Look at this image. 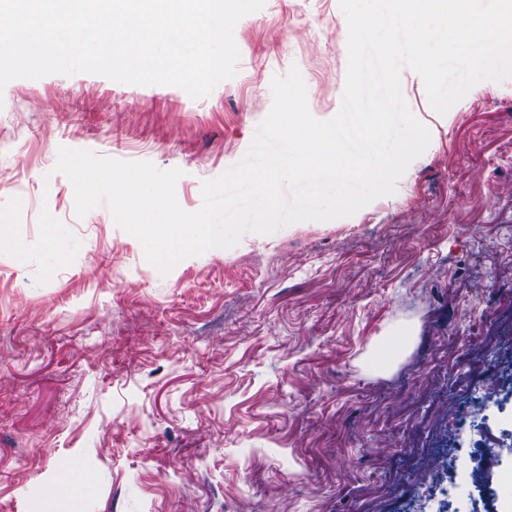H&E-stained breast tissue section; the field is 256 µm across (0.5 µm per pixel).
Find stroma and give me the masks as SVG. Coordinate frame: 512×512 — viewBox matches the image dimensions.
<instances>
[{
    "label": "stroma",
    "mask_w": 512,
    "mask_h": 512,
    "mask_svg": "<svg viewBox=\"0 0 512 512\" xmlns=\"http://www.w3.org/2000/svg\"><path fill=\"white\" fill-rule=\"evenodd\" d=\"M234 39L236 75L199 100L87 73L0 92V512H507L512 404L465 413L512 392V78L440 115L403 69L430 144L350 217L164 275L106 206L77 215L59 148L181 169L194 212L274 76L339 112V0H266ZM430 463L448 499L420 488Z\"/></svg>",
    "instance_id": "1"
}]
</instances>
